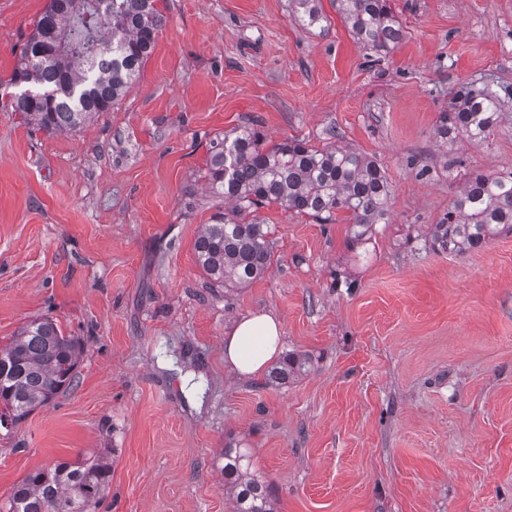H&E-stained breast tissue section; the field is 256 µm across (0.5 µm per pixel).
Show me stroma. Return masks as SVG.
<instances>
[{
    "mask_svg": "<svg viewBox=\"0 0 512 512\" xmlns=\"http://www.w3.org/2000/svg\"><path fill=\"white\" fill-rule=\"evenodd\" d=\"M48 0H0V345L52 318L84 352L73 387L0 428V506L31 472L105 455L95 512H233L221 453L250 449L277 512H512V233L445 254L426 237L477 166L512 172V124L444 152L449 88L512 84V0H392L405 37L376 67L344 24L289 0H160L166 21L109 111L49 134L9 78ZM328 140L381 163L387 223L278 205L264 277L227 292L194 243L220 208L211 139ZM273 315L309 372L276 386L224 363L240 318ZM319 2L320 0H292L294 20L307 27H314L326 21Z\"/></svg>",
    "mask_w": 512,
    "mask_h": 512,
    "instance_id": "1",
    "label": "stroma"
}]
</instances>
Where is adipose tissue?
Returning a JSON list of instances; mask_svg holds the SVG:
<instances>
[{"label": "adipose tissue", "mask_w": 512, "mask_h": 512, "mask_svg": "<svg viewBox=\"0 0 512 512\" xmlns=\"http://www.w3.org/2000/svg\"><path fill=\"white\" fill-rule=\"evenodd\" d=\"M281 351V327L268 314L241 318L224 338V362L237 372L261 376Z\"/></svg>", "instance_id": "obj_1"}]
</instances>
